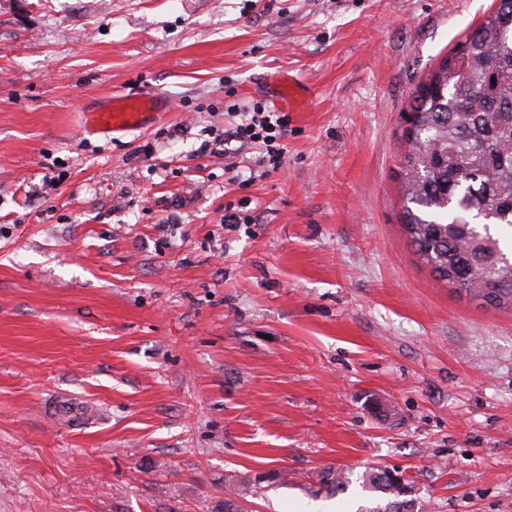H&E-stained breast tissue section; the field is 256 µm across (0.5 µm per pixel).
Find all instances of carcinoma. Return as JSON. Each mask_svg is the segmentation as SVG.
Here are the masks:
<instances>
[{
	"label": "carcinoma",
	"mask_w": 512,
	"mask_h": 512,
	"mask_svg": "<svg viewBox=\"0 0 512 512\" xmlns=\"http://www.w3.org/2000/svg\"><path fill=\"white\" fill-rule=\"evenodd\" d=\"M416 86L401 135L402 224L418 260L438 281L490 309L512 311V0H498ZM471 77L463 79L459 62ZM363 491L380 499L361 512H424L408 484L368 466ZM288 473L231 472L238 499ZM350 473L331 466L306 486L314 497L347 490Z\"/></svg>",
	"instance_id": "carcinoma-1"
}]
</instances>
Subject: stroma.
Segmentation results:
<instances>
[{"label":"stroma","mask_w":512,"mask_h":512,"mask_svg":"<svg viewBox=\"0 0 512 512\" xmlns=\"http://www.w3.org/2000/svg\"><path fill=\"white\" fill-rule=\"evenodd\" d=\"M491 2L0 0V512H223L270 470L249 512L371 506L311 498L330 465L512 512V314L421 265L398 175L415 85ZM280 71L313 91L280 168L194 157ZM144 85L190 135L83 133ZM276 483H288L287 471L279 470L259 472L248 477H242L235 472H231L229 474H225L224 477L225 486L228 484L229 486L238 487V492H235L234 494L236 497L242 499H244V495H247L248 493L257 495L259 493L258 490H265V488ZM253 487L255 489H251Z\"/></svg>","instance_id":"35a3bbf8"}]
</instances>
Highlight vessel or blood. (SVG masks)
<instances>
[{"label": "vessel or blood", "instance_id": "obj_1", "mask_svg": "<svg viewBox=\"0 0 512 512\" xmlns=\"http://www.w3.org/2000/svg\"><path fill=\"white\" fill-rule=\"evenodd\" d=\"M276 92V104L290 110L299 105L305 90L297 78L284 75ZM170 110L168 98L153 88H143L131 94L112 95L100 106L87 112L82 125L88 134L113 139L165 121Z\"/></svg>", "mask_w": 512, "mask_h": 512}]
</instances>
